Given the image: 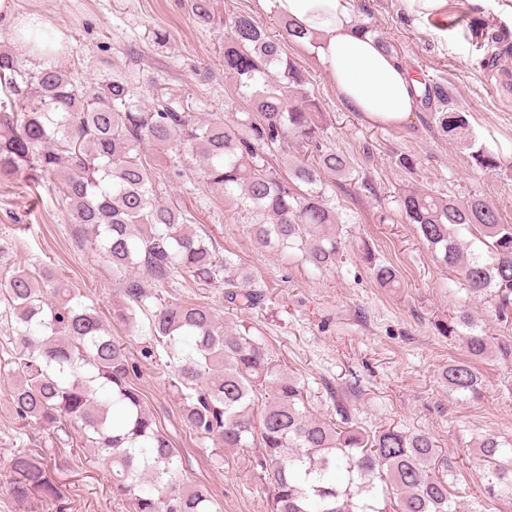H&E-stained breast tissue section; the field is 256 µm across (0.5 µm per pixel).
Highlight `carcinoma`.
<instances>
[{"mask_svg":"<svg viewBox=\"0 0 512 512\" xmlns=\"http://www.w3.org/2000/svg\"><path fill=\"white\" fill-rule=\"evenodd\" d=\"M187 8L198 23L230 31L224 72L248 103L243 117L199 123L189 105L164 92L144 103L122 74L87 86L60 66L30 72L12 51L0 49V180L22 173L34 183L57 178L72 223L92 235L112 269L149 278L148 286L128 278L125 295L133 305L116 317L130 324L147 300L157 301L140 356L164 349L181 420L213 442L216 463H223L225 448L258 449L252 465L269 488L268 512H459L449 481L455 461L428 432L367 429L342 402L336 423L312 415L305 383L249 324L229 328L210 307L171 296L169 288L185 274L199 286L223 279L229 307H258L265 294L230 256L218 257L184 212L157 201L147 150L198 160L207 184L251 216L250 233L262 248L296 249L320 271L343 255L340 226L349 223L330 205L324 178L355 170L348 155L327 146L330 126L310 80L284 56L280 39L248 13L215 19L211 0H189ZM420 99L434 108L442 132L470 150L476 168L502 169L499 154L476 146L466 115L451 107L442 85L422 83ZM291 137L309 155L292 159L284 175L272 160ZM397 203L433 259L511 328L512 223L476 194L458 199L405 189ZM359 252L379 287H401L394 266L377 262L365 244ZM0 304L4 342L12 345L0 375L23 426L49 431L54 447L72 448L79 440L96 449L110 468L112 495L128 502L129 512H216L205 484L184 482L177 450L145 409L129 348L52 268L17 261L15 241L3 234ZM437 330L465 340L467 358L448 361L441 379L466 399L482 384L478 362L492 352L512 360V341L493 344L465 308ZM476 451L484 499L469 512H485L486 499L511 503L512 437L488 433ZM8 482L21 499L64 497L41 452L17 451Z\"/></svg>","mask_w":512,"mask_h":512,"instance_id":"1","label":"carcinoma"}]
</instances>
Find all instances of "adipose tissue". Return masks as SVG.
I'll list each match as a JSON object with an SVG mask.
<instances>
[{
  "label": "adipose tissue",
  "instance_id": "obj_1",
  "mask_svg": "<svg viewBox=\"0 0 512 512\" xmlns=\"http://www.w3.org/2000/svg\"><path fill=\"white\" fill-rule=\"evenodd\" d=\"M313 38L312 51L336 95L371 123L396 126L413 116L418 83L398 57L356 26L348 0H259Z\"/></svg>",
  "mask_w": 512,
  "mask_h": 512
}]
</instances>
